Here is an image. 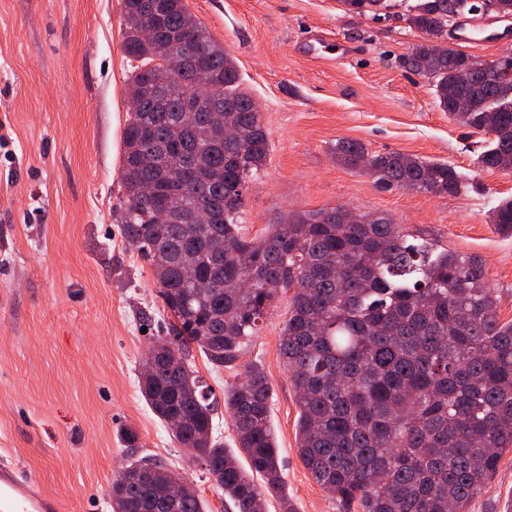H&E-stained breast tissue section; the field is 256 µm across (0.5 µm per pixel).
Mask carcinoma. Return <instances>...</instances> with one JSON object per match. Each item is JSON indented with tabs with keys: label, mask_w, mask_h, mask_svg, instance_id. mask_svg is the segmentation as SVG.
I'll list each match as a JSON object with an SVG mask.
<instances>
[{
	"label": "carcinoma",
	"mask_w": 512,
	"mask_h": 512,
	"mask_svg": "<svg viewBox=\"0 0 512 512\" xmlns=\"http://www.w3.org/2000/svg\"><path fill=\"white\" fill-rule=\"evenodd\" d=\"M342 2L359 12L387 7L385 0ZM123 6V49L134 64L121 226L170 313L168 334L142 361L146 403L181 447L201 450L209 478L236 512H266L271 498L280 512H294L263 369L245 367L224 389L234 452L213 436L214 403L192 366L196 348L217 369L236 367L266 311L290 291L279 351L296 393L297 451L315 482L348 510L468 512L512 452V321H500L479 258L410 243L379 214L356 223L344 206L292 212L273 232L246 238L236 216L266 165L269 141L235 61L185 0ZM407 12L423 40L406 66L432 80L448 116L457 118L453 109L468 102L461 124L491 136L478 156L482 169L512 170V72L486 83L443 39L448 18L471 14V3L414 0ZM135 18L155 29V40L139 37ZM173 41L202 50L203 68L171 66ZM216 96L239 111L205 119ZM188 100L197 111H183ZM333 153L385 188L454 196L462 187L446 162L372 154L354 139L338 140ZM148 178L161 196L180 191L166 224L152 222L141 194ZM491 221L512 233V198L492 207ZM245 269L251 288L238 284ZM184 479L161 460L128 461L112 480L111 512H206L197 490L173 492Z\"/></svg>",
	"instance_id": "carcinoma-1"
}]
</instances>
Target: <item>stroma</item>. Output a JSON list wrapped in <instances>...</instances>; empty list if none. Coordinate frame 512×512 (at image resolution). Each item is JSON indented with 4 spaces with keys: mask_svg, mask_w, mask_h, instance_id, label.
I'll return each instance as SVG.
<instances>
[{
    "mask_svg": "<svg viewBox=\"0 0 512 512\" xmlns=\"http://www.w3.org/2000/svg\"><path fill=\"white\" fill-rule=\"evenodd\" d=\"M185 2L234 59L269 140L238 217L246 237L292 212L382 213L412 238L479 257L500 320L512 321V234L490 222L491 208L512 196V171L481 169L484 134L450 118L430 79L404 66L422 35L403 5L377 17L342 0ZM125 25L122 0H0V463L59 498L63 512H110L114 474L129 459L154 457L186 474L208 512H231L139 391L141 360L164 335L168 310L121 231ZM309 28L346 53L313 56L302 41ZM490 30L493 39L457 49L486 61L512 52V20ZM341 139L447 162L461 191L381 188L337 164ZM289 309L280 297L241 361L267 376L296 512H345L297 452L296 395L279 357ZM194 365L212 388L215 434L234 449L224 389L240 371L213 369L199 352ZM469 512H512V453Z\"/></svg>",
    "mask_w": 512,
    "mask_h": 512,
    "instance_id": "35a3bbf8",
    "label": "stroma"
}]
</instances>
